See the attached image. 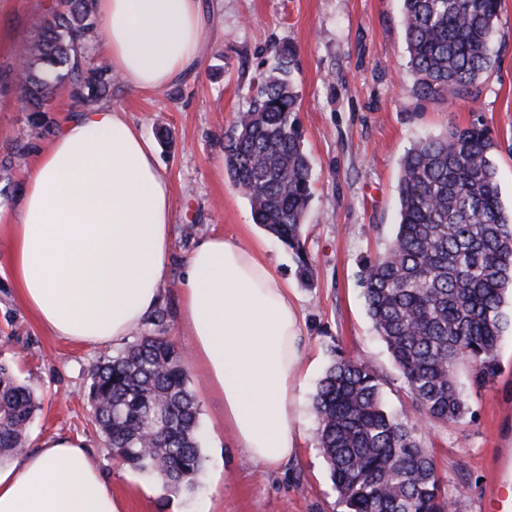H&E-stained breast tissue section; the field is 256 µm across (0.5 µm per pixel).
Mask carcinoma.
<instances>
[{
	"label": "carcinoma",
	"instance_id": "1",
	"mask_svg": "<svg viewBox=\"0 0 512 512\" xmlns=\"http://www.w3.org/2000/svg\"><path fill=\"white\" fill-rule=\"evenodd\" d=\"M501 0H403L411 92L435 102L473 100L492 70ZM95 0H52L19 62L0 73L18 93L26 126L0 159V176L25 160L33 140L54 132L51 102L64 90L81 108L112 96L109 63L88 61L101 36ZM276 66L249 87L248 104L224 137V159L249 201L254 223L313 277L304 219L311 165L297 118L296 51L273 49ZM497 144L477 126H450L403 156L399 223L387 249L363 261L367 314L424 419L448 424L465 412L458 368L481 387L497 374L512 288V212L505 211L493 161ZM118 355L89 370L87 401L114 457L171 492L195 487L203 469L199 402L182 352L164 336L165 310ZM372 364L335 357L317 383L312 409L318 449L344 512H448L452 503L415 417L385 405ZM39 408L35 392L0 363V462L25 452Z\"/></svg>",
	"mask_w": 512,
	"mask_h": 512
}]
</instances>
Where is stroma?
<instances>
[{"label": "stroma", "mask_w": 512, "mask_h": 512, "mask_svg": "<svg viewBox=\"0 0 512 512\" xmlns=\"http://www.w3.org/2000/svg\"><path fill=\"white\" fill-rule=\"evenodd\" d=\"M51 0H0V71L16 46L33 39ZM206 28L201 67L173 87L145 93L116 81L109 107L124 112L156 146L172 186L173 263L160 308L165 334L182 352L190 337L180 311L183 260L194 241L216 232L241 236L250 205L229 177L224 134L245 103L254 74L273 46L297 50L293 81L312 167L313 195L303 238L314 279L303 283L295 258L266 237V257L285 278L303 321V369L296 382L299 452L270 467L248 461L220 424L221 399L189 367L199 401L204 469L194 490L174 494L112 455L86 398L89 369L118 347L83 346L44 333L16 300L5 245L0 244V361L13 365L40 399L29 443L61 433L82 439L91 460L126 502V512H342L316 445L311 396L331 350L366 356L385 380L391 408L412 402L366 313L359 285L364 258L382 253L399 222L401 159L419 138L448 126L484 127L497 144L494 163L504 209L512 208V0H501L497 66L478 84L476 102L414 98L407 75L402 0H201ZM497 352L499 371L485 386L458 374L467 410L452 424H423L424 444L445 476L454 512H485L492 487L512 490V298Z\"/></svg>", "instance_id": "35a3bbf8"}]
</instances>
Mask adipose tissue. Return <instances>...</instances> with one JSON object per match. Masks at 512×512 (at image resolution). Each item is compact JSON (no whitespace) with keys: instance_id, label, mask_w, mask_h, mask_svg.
Returning a JSON list of instances; mask_svg holds the SVG:
<instances>
[{"instance_id":"ef3b65f1","label":"adipose tissue","mask_w":512,"mask_h":512,"mask_svg":"<svg viewBox=\"0 0 512 512\" xmlns=\"http://www.w3.org/2000/svg\"><path fill=\"white\" fill-rule=\"evenodd\" d=\"M100 51L143 91L201 65L200 0H97ZM174 203L154 146L108 106L73 115L33 159L21 204L0 224L19 303L41 329L82 345L120 344L161 299L173 261ZM182 314L194 364L223 402L248 460L298 452L301 323L264 243L210 234L184 260ZM0 512H125L81 439L55 434L0 466Z\"/></svg>"}]
</instances>
